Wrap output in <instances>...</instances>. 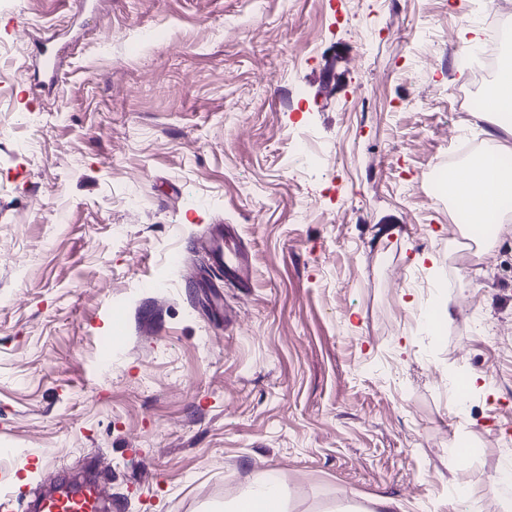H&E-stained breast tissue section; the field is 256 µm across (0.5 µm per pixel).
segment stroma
<instances>
[{
  "label": "stroma",
  "mask_w": 512,
  "mask_h": 512,
  "mask_svg": "<svg viewBox=\"0 0 512 512\" xmlns=\"http://www.w3.org/2000/svg\"><path fill=\"white\" fill-rule=\"evenodd\" d=\"M489 0H0V512L93 472L112 512H506L512 257L453 244L460 136L499 127ZM124 33L121 41L112 32ZM67 44L55 87L36 46ZM323 161L292 158L297 139ZM233 227L250 287L201 243ZM458 306L441 334L420 313ZM484 376L465 411L452 399ZM467 440L464 466L448 450ZM283 494L279 487L263 485L225 506L226 512H283Z\"/></svg>",
  "instance_id": "stroma-1"
}]
</instances>
